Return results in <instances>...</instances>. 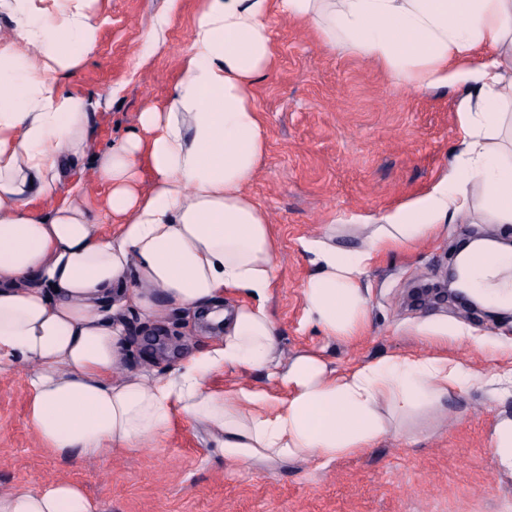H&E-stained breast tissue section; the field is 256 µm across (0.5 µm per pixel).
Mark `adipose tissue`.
<instances>
[{"label":"adipose tissue","instance_id":"obj_1","mask_svg":"<svg viewBox=\"0 0 512 512\" xmlns=\"http://www.w3.org/2000/svg\"><path fill=\"white\" fill-rule=\"evenodd\" d=\"M102 0H0V369L25 364L27 422L49 454L98 459L158 444L181 420L243 464L360 454L398 417L442 404L479 378L442 354L387 357L337 371L314 353L283 362L268 303L279 244L247 187L267 153L254 87L275 64L270 19L287 15L320 46L373 61L407 88L466 85L448 175L386 214L346 250L335 231L304 239V315L350 341L368 325L362 277L382 251L436 236L483 210L512 224V0H201L192 46L165 103L96 157L102 206L64 194L65 159L83 153L93 104L67 88L99 43ZM149 183H142V170ZM118 224L98 231L101 212ZM512 254L460 262L466 288L512 306ZM241 299L221 311L225 295ZM134 306L147 322L208 310L211 346L165 375L125 369ZM267 387L216 388L224 368ZM0 512H99L73 482L21 485Z\"/></svg>","mask_w":512,"mask_h":512}]
</instances>
